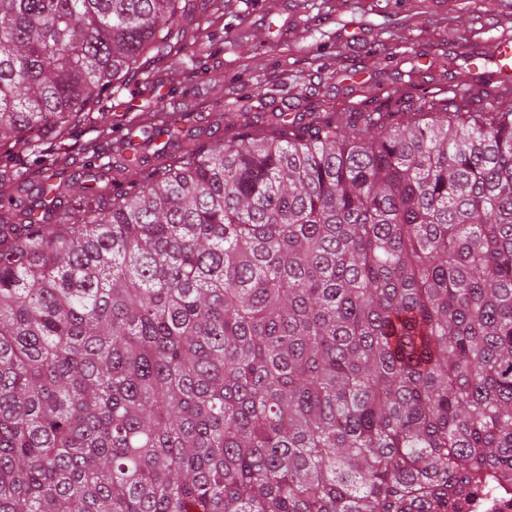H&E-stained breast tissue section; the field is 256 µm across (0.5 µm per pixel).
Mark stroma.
Returning a JSON list of instances; mask_svg holds the SVG:
<instances>
[{"label":"stroma","mask_w":512,"mask_h":512,"mask_svg":"<svg viewBox=\"0 0 512 512\" xmlns=\"http://www.w3.org/2000/svg\"><path fill=\"white\" fill-rule=\"evenodd\" d=\"M511 19L512 0H224L201 60L156 62L135 96L113 101L112 136L142 112L176 113L184 148L228 108L268 119L323 102L347 112L363 85L391 94L414 65L422 88L445 97L454 81L431 74L432 59L495 73L492 44Z\"/></svg>","instance_id":"1"}]
</instances>
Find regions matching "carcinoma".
I'll return each mask as SVG.
<instances>
[{"label":"carcinoma","instance_id":"carcinoma-1","mask_svg":"<svg viewBox=\"0 0 512 512\" xmlns=\"http://www.w3.org/2000/svg\"><path fill=\"white\" fill-rule=\"evenodd\" d=\"M223 7L0 0V512H460L512 468L509 89L112 146Z\"/></svg>","mask_w":512,"mask_h":512}]
</instances>
